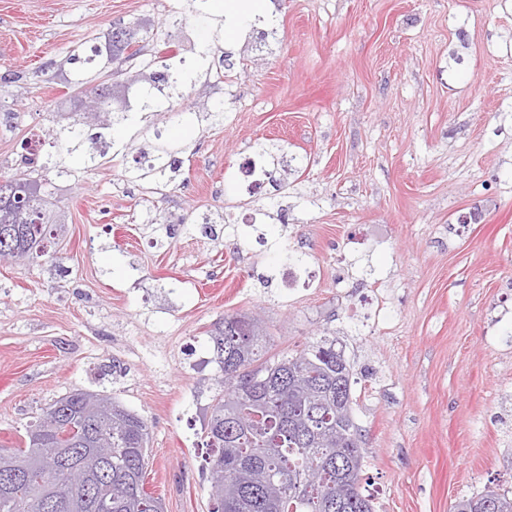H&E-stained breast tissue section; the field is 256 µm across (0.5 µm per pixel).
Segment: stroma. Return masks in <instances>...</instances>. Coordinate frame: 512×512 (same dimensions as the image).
Segmentation results:
<instances>
[{"instance_id": "1", "label": "stroma", "mask_w": 512, "mask_h": 512, "mask_svg": "<svg viewBox=\"0 0 512 512\" xmlns=\"http://www.w3.org/2000/svg\"><path fill=\"white\" fill-rule=\"evenodd\" d=\"M170 2L0 0V176L42 178L30 139L71 117L97 133L68 57L112 27L197 74L190 112L67 159L57 264L0 262V446L102 391L146 419L165 512H209L208 333L248 314L276 353L337 338L376 512L512 492V0H269L231 45L212 12L165 28ZM161 144L159 193L129 174Z\"/></svg>"}]
</instances>
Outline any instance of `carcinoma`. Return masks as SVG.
I'll return each instance as SVG.
<instances>
[{
  "label": "carcinoma",
  "mask_w": 512,
  "mask_h": 512,
  "mask_svg": "<svg viewBox=\"0 0 512 512\" xmlns=\"http://www.w3.org/2000/svg\"><path fill=\"white\" fill-rule=\"evenodd\" d=\"M136 25L119 26L108 33L104 47L93 49L97 57V79H69L67 83L79 98L91 89L104 88L100 112L107 128H128L139 122L156 125L157 116L185 111L195 79L184 68L175 52L162 57L164 72L153 74L170 93L161 97L152 88L136 91L134 104L118 110L112 104V89L105 87L114 73L112 65L125 57L135 59L142 46ZM79 119L55 133L56 155L49 156L42 168L65 169L63 156H76L84 165L99 163L97 138L84 134ZM176 160L163 147L155 149L151 163L135 173L138 180L168 184L167 171ZM52 183L38 182L21 175L0 179V258L17 261L42 258L55 264L59 250L51 247L58 238L57 225L46 218ZM32 195L27 207L14 203L16 194ZM214 359L221 371L220 392L211 405L207 423L211 512H376L371 496L361 491L362 446L355 424L350 387V367L336 338L322 336L302 350L281 357L267 356V333L250 326L248 317L231 314L211 331ZM241 405L258 406L263 420L247 429L226 422L225 411ZM112 415L105 409L95 412L72 403L63 413L66 424L89 429L85 437L75 433L52 437L51 446L79 450L101 436L112 448V469L102 472V482L112 485V512H153L154 497L145 490L148 425L146 420L117 402ZM39 425L27 430L22 448H0V457L18 459L38 453L33 437ZM320 471L313 485L305 470ZM58 487L56 512H68L65 502L71 486L57 460L42 459L36 479L21 486L14 498L0 500V512H41L38 494L41 481ZM454 512H512V496L495 490L460 500Z\"/></svg>",
  "instance_id": "obj_1"
}]
</instances>
